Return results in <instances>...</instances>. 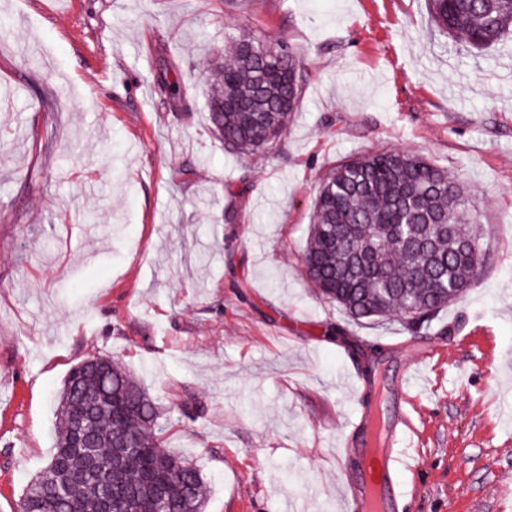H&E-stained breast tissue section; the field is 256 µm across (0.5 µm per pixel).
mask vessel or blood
<instances>
[{
    "label": "vessel or blood",
    "mask_w": 512,
    "mask_h": 512,
    "mask_svg": "<svg viewBox=\"0 0 512 512\" xmlns=\"http://www.w3.org/2000/svg\"><path fill=\"white\" fill-rule=\"evenodd\" d=\"M411 408V398L397 397L390 421L373 430L357 425L358 441H346V454L359 460L344 472L347 512H404L410 494L405 442L415 431Z\"/></svg>",
    "instance_id": "vessel-or-blood-1"
}]
</instances>
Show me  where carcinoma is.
<instances>
[{"label": "carcinoma", "mask_w": 512, "mask_h": 512, "mask_svg": "<svg viewBox=\"0 0 512 512\" xmlns=\"http://www.w3.org/2000/svg\"><path fill=\"white\" fill-rule=\"evenodd\" d=\"M429 6L432 20L461 50L494 45L512 31V0H429ZM253 45L250 52L237 39L230 60L210 64L213 133L242 153L279 141L303 89V66L294 52L264 56L263 41ZM476 205L462 182L419 154L353 157L322 176L304 251L306 276L354 322L403 316L413 324L429 322L460 299L479 272L480 257L463 246ZM81 396L96 399L92 453L101 464L112 462L114 445L129 442L141 454L121 474L125 485L137 486L152 475L165 485L172 508L205 512L201 469L166 448L155 398L106 355L73 366L64 379L56 396L55 452L27 485L18 512H59V497L70 512H97V480L67 482L62 475ZM121 512L166 509L143 496Z\"/></svg>", "instance_id": "1"}]
</instances>
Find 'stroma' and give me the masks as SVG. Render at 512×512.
Masks as SVG:
<instances>
[{
    "label": "stroma",
    "instance_id": "1",
    "mask_svg": "<svg viewBox=\"0 0 512 512\" xmlns=\"http://www.w3.org/2000/svg\"><path fill=\"white\" fill-rule=\"evenodd\" d=\"M0 19V512L101 354L157 399L207 512H342L366 340L380 385L421 376L407 512H512V35L457 54L426 0H0ZM242 33L305 78L281 140L244 154L211 130L206 67ZM388 150L480 197L479 273L428 324H355L302 269L327 168Z\"/></svg>",
    "mask_w": 512,
    "mask_h": 512
}]
</instances>
